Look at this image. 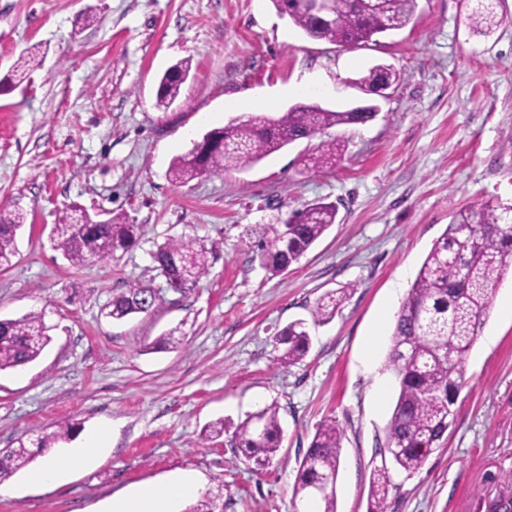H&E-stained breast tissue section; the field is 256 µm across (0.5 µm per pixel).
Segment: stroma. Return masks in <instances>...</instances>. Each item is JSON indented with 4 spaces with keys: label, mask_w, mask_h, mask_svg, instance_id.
<instances>
[{
    "label": "stroma",
    "mask_w": 512,
    "mask_h": 512,
    "mask_svg": "<svg viewBox=\"0 0 512 512\" xmlns=\"http://www.w3.org/2000/svg\"><path fill=\"white\" fill-rule=\"evenodd\" d=\"M473 4L418 0L407 27L345 49L306 37L272 0H0V78L24 52L43 56L0 93V210L25 216L0 268V319L38 313L52 336L36 361L0 371V450L80 425L7 477L0 512H105L180 474L206 490L223 478L224 512H292L299 464L330 417L343 429L336 512H366L399 390L388 367L398 311L457 211L512 205V0H491L499 23L489 31L472 26ZM89 10L96 23H85ZM183 60L180 96L160 111L158 79ZM378 64L400 81L373 120L329 129L344 146L334 168L300 165L314 137L241 170L170 181L172 159L239 117L243 99L259 98L273 117L300 101L345 110L363 98L356 78ZM316 200L336 204L335 224L287 272L268 274L253 260V229ZM75 205L124 214L140 227L138 244L73 265L50 237ZM180 238L210 252L207 275L182 294L151 259ZM133 283L157 292L154 311L106 317ZM343 289L333 319L312 323L319 299ZM507 302L511 270L465 356L444 447L413 476L394 473L388 512H494L512 498ZM298 319L309 323L308 353L278 363L274 338ZM169 332L179 347H157ZM273 403L282 441L263 472L229 436H201L212 421ZM106 418L110 446L67 465ZM49 457L64 464L63 481L34 485Z\"/></svg>",
    "instance_id": "35a3bbf8"
}]
</instances>
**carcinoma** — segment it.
<instances>
[{
	"label": "carcinoma",
	"instance_id": "obj_1",
	"mask_svg": "<svg viewBox=\"0 0 512 512\" xmlns=\"http://www.w3.org/2000/svg\"><path fill=\"white\" fill-rule=\"evenodd\" d=\"M279 13L307 37L348 48L372 41L383 26L392 23L404 28L412 20L418 0H382L372 7L364 0H333L334 21L308 13L303 0H272ZM476 26H492L490 5L477 0L470 14ZM41 66L38 55L22 56L7 82L24 79ZM189 64L180 62L158 80L156 107L170 108L179 98ZM390 70L372 67L356 80L366 95L381 82H395ZM378 106L369 100L359 109L330 110L318 103H296L276 118L253 114L213 129L203 136L207 146H193L175 158L169 177L184 185L202 176L222 175L228 170L251 166L301 139H311L335 126L365 124ZM342 155L338 139L323 140L317 151L303 159V166L331 167ZM337 208L332 202L316 201L289 213L281 224H265L255 244V259L271 275H278L297 262L336 223ZM23 214L0 212V267L16 253L17 231ZM57 246L71 263L84 265L103 260L134 247L138 226L126 222L122 214H111L104 224L87 212L65 213L55 227ZM156 270L168 288L183 293L208 273L209 251L192 239H178L153 253ZM512 268V208L489 204L470 207L455 214L448 228L435 241L403 302L392 334L388 365L399 383V392L385 427L381 465L370 476L367 512H388L390 490L396 488L392 470L416 473L428 456L440 447L453 424L454 410L463 385L462 364L490 303L492 292L508 268ZM347 298V291L328 295L317 304L316 322L330 320ZM157 297L151 290L133 285L112 297L108 316L122 320L149 313ZM283 347L282 364L294 365L308 352L310 338L305 322L294 321L275 337ZM51 336L42 316L29 314L17 320H0V370L24 366L36 360L50 343ZM76 423L58 427L42 437L37 447L49 449L69 438ZM232 431L231 443L244 458L262 471L272 463L280 447L282 427L279 408L268 405L236 426L220 420L208 426L210 434ZM343 430L336 418L321 421L294 483L293 499L311 501L315 512H336V483L342 449ZM30 461L24 444L0 453V477L5 478ZM224 480L217 490L191 505L186 512H223Z\"/></svg>",
	"mask_w": 512,
	"mask_h": 512
}]
</instances>
